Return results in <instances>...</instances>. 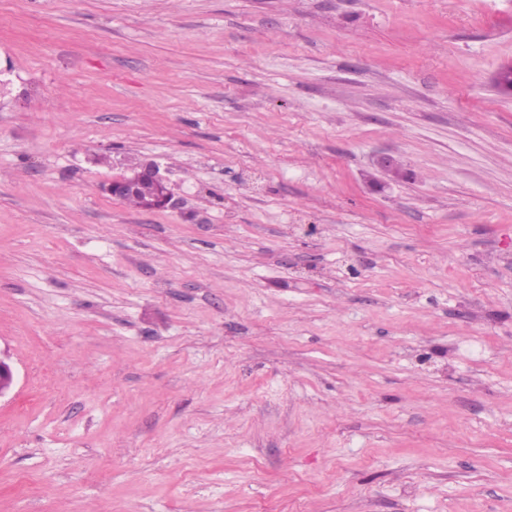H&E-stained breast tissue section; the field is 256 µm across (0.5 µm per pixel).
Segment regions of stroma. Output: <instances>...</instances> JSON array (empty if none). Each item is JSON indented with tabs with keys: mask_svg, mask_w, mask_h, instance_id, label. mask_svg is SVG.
<instances>
[{
	"mask_svg": "<svg viewBox=\"0 0 512 512\" xmlns=\"http://www.w3.org/2000/svg\"><path fill=\"white\" fill-rule=\"evenodd\" d=\"M510 63L512 0H0V512H512ZM150 177L156 185L155 196L149 201L145 210L175 208L178 201L169 187L168 180L160 173L158 164L145 162L140 169H131L130 172L120 174L112 178V181L104 184L101 189L113 197H120L127 192L134 191L143 177ZM155 187L152 181L141 183L137 191L124 195L121 199L136 208L143 209L146 197L154 193Z\"/></svg>",
	"mask_w": 512,
	"mask_h": 512,
	"instance_id": "1",
	"label": "stroma"
}]
</instances>
